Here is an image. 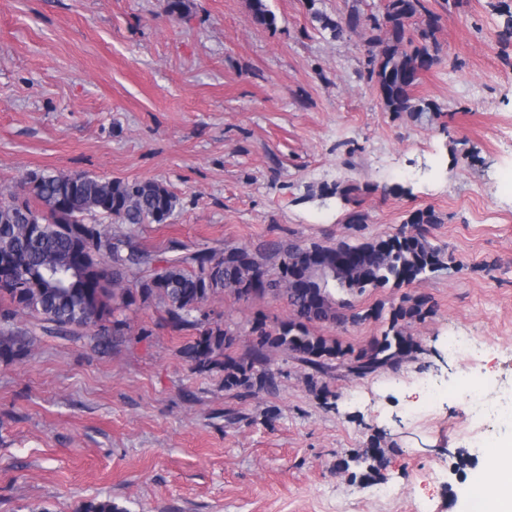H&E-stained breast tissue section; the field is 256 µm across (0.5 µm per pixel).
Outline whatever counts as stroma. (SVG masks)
Here are the masks:
<instances>
[{
  "instance_id": "stroma-1",
  "label": "stroma",
  "mask_w": 512,
  "mask_h": 512,
  "mask_svg": "<svg viewBox=\"0 0 512 512\" xmlns=\"http://www.w3.org/2000/svg\"><path fill=\"white\" fill-rule=\"evenodd\" d=\"M383 4L320 0L364 20L336 39L306 0H266L271 28L248 0H189L177 20L159 0H0V198L39 170L161 182L178 205L135 239L163 257L359 243L430 206L441 221L428 237L454 258L399 289L336 293L358 308L426 295L434 312L405 328L421 354L362 378L333 368L326 399L280 350L271 390L192 373L177 354L186 333L152 309L128 312L130 334L100 349L19 318L36 343L0 363V512H79L91 498L128 512H475L487 476L458 470L483 451L466 435L464 363L448 342L479 337L482 397L512 393V0H428L441 52L415 94L438 109L419 116L384 111L367 77ZM343 181L372 186L364 223L320 196ZM207 309L236 357L255 317L289 316L270 296L219 293ZM375 440L383 479L337 470Z\"/></svg>"
}]
</instances>
